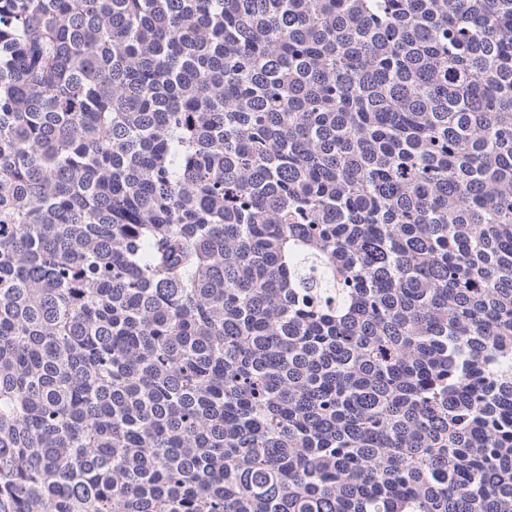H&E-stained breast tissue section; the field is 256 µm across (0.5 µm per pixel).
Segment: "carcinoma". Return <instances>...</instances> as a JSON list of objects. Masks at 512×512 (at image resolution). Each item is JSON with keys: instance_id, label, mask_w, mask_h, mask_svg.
Instances as JSON below:
<instances>
[{"instance_id": "1", "label": "carcinoma", "mask_w": 512, "mask_h": 512, "mask_svg": "<svg viewBox=\"0 0 512 512\" xmlns=\"http://www.w3.org/2000/svg\"><path fill=\"white\" fill-rule=\"evenodd\" d=\"M0 512H512V0H0Z\"/></svg>"}]
</instances>
